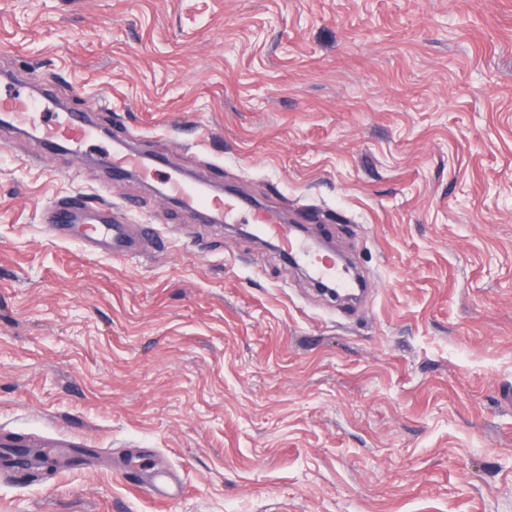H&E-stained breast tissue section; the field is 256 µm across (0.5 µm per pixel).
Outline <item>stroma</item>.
Instances as JSON below:
<instances>
[{"instance_id": "35a3bbf8", "label": "stroma", "mask_w": 512, "mask_h": 512, "mask_svg": "<svg viewBox=\"0 0 512 512\" xmlns=\"http://www.w3.org/2000/svg\"><path fill=\"white\" fill-rule=\"evenodd\" d=\"M1 72L165 163L0 127V433L98 451L1 466L0 512H512V0H0ZM182 171L316 206L372 294L157 195ZM72 196L166 252L57 236ZM100 159L114 180L129 173H137L144 167L141 154L128 142L118 143L112 149H104ZM135 466L146 476L150 491L159 502L170 504L182 496L183 487L167 463L150 456L140 458Z\"/></svg>"}]
</instances>
